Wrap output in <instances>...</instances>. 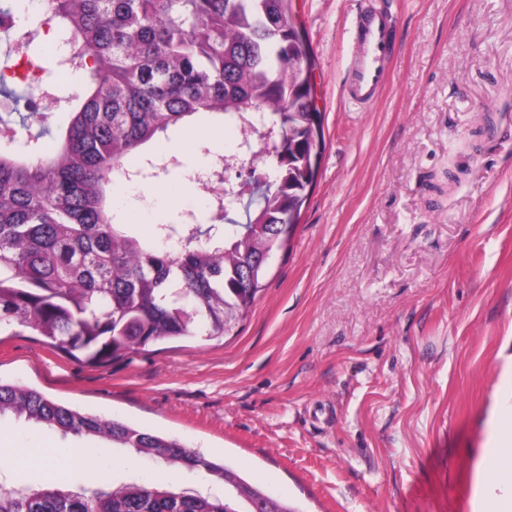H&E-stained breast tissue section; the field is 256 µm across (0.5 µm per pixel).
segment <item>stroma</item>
<instances>
[{
    "instance_id": "obj_1",
    "label": "stroma",
    "mask_w": 512,
    "mask_h": 512,
    "mask_svg": "<svg viewBox=\"0 0 512 512\" xmlns=\"http://www.w3.org/2000/svg\"><path fill=\"white\" fill-rule=\"evenodd\" d=\"M393 17L390 76L344 92L366 6ZM324 114L317 183L236 335L103 365L30 329L0 330V381L179 439L297 512H480L479 460L512 406V0H292ZM250 158L233 126L119 203L139 238L209 197V155ZM46 427L0 416V459L52 454L71 483L161 464L123 451L87 469Z\"/></svg>"
}]
</instances>
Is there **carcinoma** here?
<instances>
[{
	"label": "carcinoma",
	"mask_w": 512,
	"mask_h": 512,
	"mask_svg": "<svg viewBox=\"0 0 512 512\" xmlns=\"http://www.w3.org/2000/svg\"><path fill=\"white\" fill-rule=\"evenodd\" d=\"M31 16L14 51L34 56L37 24L55 23L90 76L83 97L69 98L70 119L45 147L51 113L0 116V143L25 133V147L0 151V325L31 329L46 343L89 364H103L159 342L236 334L267 273L266 253L284 249L316 181L313 142L323 127L315 68L291 0H49ZM230 123L246 146L265 143V184L230 214L239 195L221 192L223 162L212 160V223L186 216L157 225L177 249L138 238L112 213L117 180L168 172L172 157L143 152L191 119ZM58 431L78 443L102 442L183 473L205 471L210 488H162L132 478L75 488L46 479L0 490V512H297L226 465L175 438L82 413L41 392L0 382V416Z\"/></svg>",
	"instance_id": "1"
}]
</instances>
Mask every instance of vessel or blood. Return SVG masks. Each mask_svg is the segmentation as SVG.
<instances>
[{
  "instance_id": "vessel-or-blood-1",
  "label": "vessel or blood",
  "mask_w": 512,
  "mask_h": 512,
  "mask_svg": "<svg viewBox=\"0 0 512 512\" xmlns=\"http://www.w3.org/2000/svg\"><path fill=\"white\" fill-rule=\"evenodd\" d=\"M388 13L368 12L360 28L358 50L350 66L347 99L359 107L370 105L385 84L393 56Z\"/></svg>"
}]
</instances>
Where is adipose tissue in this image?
<instances>
[{"label":"adipose tissue","mask_w":512,"mask_h":512,"mask_svg":"<svg viewBox=\"0 0 512 512\" xmlns=\"http://www.w3.org/2000/svg\"><path fill=\"white\" fill-rule=\"evenodd\" d=\"M487 479L485 500L489 512H512V430L498 432L492 448L487 449L481 461Z\"/></svg>","instance_id":"ef3b65f1"}]
</instances>
